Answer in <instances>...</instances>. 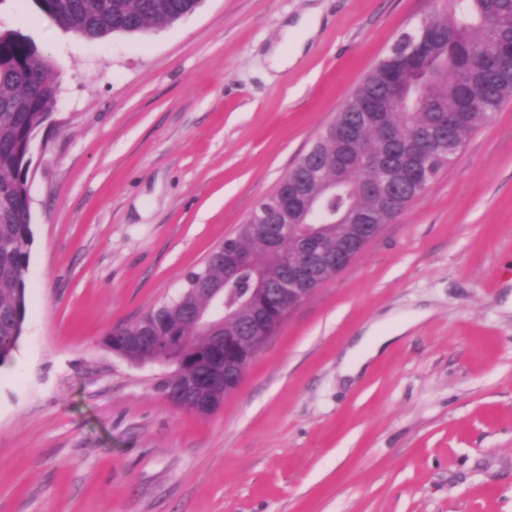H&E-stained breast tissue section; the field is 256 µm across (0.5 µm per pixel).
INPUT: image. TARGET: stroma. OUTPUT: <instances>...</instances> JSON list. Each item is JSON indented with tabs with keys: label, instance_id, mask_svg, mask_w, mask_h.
<instances>
[{
	"label": "stroma",
	"instance_id": "obj_1",
	"mask_svg": "<svg viewBox=\"0 0 512 512\" xmlns=\"http://www.w3.org/2000/svg\"><path fill=\"white\" fill-rule=\"evenodd\" d=\"M448 0H200L85 40L0 0L60 92L32 148L29 304L0 368V512H512V98L294 308L217 412L109 331L274 192L398 37ZM317 15L274 71L287 24ZM397 338L341 376L363 337ZM319 23L317 17L314 15L308 20H304L297 26H287L284 29L285 37L288 38V31L300 29L303 31L304 36L302 39L293 43L290 53L283 52L280 45L274 48L270 54L271 66L275 70H281L285 67L293 65L296 60L302 55L307 42L313 38L318 30Z\"/></svg>",
	"mask_w": 512,
	"mask_h": 512
}]
</instances>
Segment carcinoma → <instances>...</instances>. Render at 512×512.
I'll return each mask as SVG.
<instances>
[{
  "label": "carcinoma",
  "mask_w": 512,
  "mask_h": 512,
  "mask_svg": "<svg viewBox=\"0 0 512 512\" xmlns=\"http://www.w3.org/2000/svg\"><path fill=\"white\" fill-rule=\"evenodd\" d=\"M40 14L75 36L98 40L112 33H147L168 25L178 15L193 11L199 0H34ZM432 32L420 54L405 53L408 34H402L368 73L345 108L337 113L314 142L319 155L348 156L343 169L345 190L322 200L312 223L322 226L321 243L336 251L355 242L365 222L376 235L399 216L459 154L467 139L492 112L512 97V57L501 48L512 44V0H451L448 11L425 18ZM400 65L404 87L394 105L384 112L383 124L365 126L358 147L346 154L337 138L338 127L355 119L362 103L386 93L389 67ZM60 86L59 72L50 57L30 39L12 29L0 30V367L9 363L22 334L28 308L26 270L33 244L32 216L26 185L32 142L45 124ZM459 113L464 120L445 139L434 138L429 154L419 161L422 179L393 208L385 207L377 190L387 181L404 179L408 167L398 166L396 150L387 142L385 128L402 138L435 128L438 115ZM303 227L281 235L280 248L288 257L302 250ZM233 249L249 263L224 277V260L216 247L199 270L189 271L182 287L201 273L224 289V302L235 306L254 287V274L274 280L282 268L260 231L239 228L230 237ZM357 243V242H355ZM364 242L357 243V254ZM155 320L156 336H175L178 343L148 349L133 341L143 322ZM107 348L133 365L171 364L192 369L213 347L209 327L187 316L172 300L145 312L126 327L108 332Z\"/></svg>",
  "instance_id": "carcinoma-1"
}]
</instances>
